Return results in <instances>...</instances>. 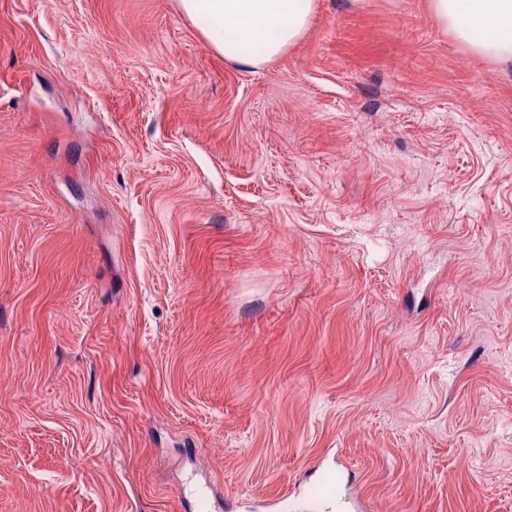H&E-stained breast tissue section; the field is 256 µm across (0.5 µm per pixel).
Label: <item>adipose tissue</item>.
Here are the masks:
<instances>
[{"label":"adipose tissue","mask_w":512,"mask_h":512,"mask_svg":"<svg viewBox=\"0 0 512 512\" xmlns=\"http://www.w3.org/2000/svg\"><path fill=\"white\" fill-rule=\"evenodd\" d=\"M201 20L206 42L246 66L268 63L295 44L316 0H179ZM438 19L461 43L495 58L512 59V0H432Z\"/></svg>","instance_id":"1"}]
</instances>
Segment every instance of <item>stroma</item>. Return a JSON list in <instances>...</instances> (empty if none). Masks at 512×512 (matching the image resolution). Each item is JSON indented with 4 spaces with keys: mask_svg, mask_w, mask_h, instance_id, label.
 <instances>
[{
    "mask_svg": "<svg viewBox=\"0 0 512 512\" xmlns=\"http://www.w3.org/2000/svg\"><path fill=\"white\" fill-rule=\"evenodd\" d=\"M512 512V66L316 0H0V512ZM201 20L206 42L224 58L246 66L268 63L295 44L308 26L316 0H179ZM339 476L336 473V476L326 478L321 484L318 486L319 492V502L320 503H335L336 507L340 510L337 512H341L347 503V498L341 497L339 493Z\"/></svg>",
    "mask_w": 512,
    "mask_h": 512,
    "instance_id": "35a3bbf8",
    "label": "stroma"
}]
</instances>
